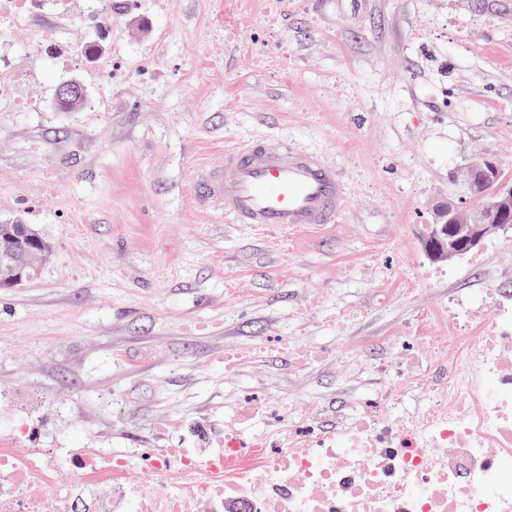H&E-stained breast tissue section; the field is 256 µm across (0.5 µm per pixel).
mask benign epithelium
I'll use <instances>...</instances> for the list:
<instances>
[{"label": "benign epithelium", "instance_id": "1", "mask_svg": "<svg viewBox=\"0 0 512 512\" xmlns=\"http://www.w3.org/2000/svg\"><path fill=\"white\" fill-rule=\"evenodd\" d=\"M461 181L467 189L493 183L490 203L470 207L465 212L449 204L438 208L435 223L429 225L427 241L442 250H452L462 242L474 248L488 237L512 231V180L501 177L495 162L477 161L463 171Z\"/></svg>", "mask_w": 512, "mask_h": 512}]
</instances>
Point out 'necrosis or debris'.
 Segmentation results:
<instances>
[{
  "instance_id": "1",
  "label": "necrosis or debris",
  "mask_w": 512,
  "mask_h": 512,
  "mask_svg": "<svg viewBox=\"0 0 512 512\" xmlns=\"http://www.w3.org/2000/svg\"><path fill=\"white\" fill-rule=\"evenodd\" d=\"M50 13L88 30L112 21V0H0V28L29 27ZM35 51L0 52V101L28 109L22 79L51 57L72 52L56 29L37 32ZM453 359L429 341L443 377H410L424 413L361 406L353 421L327 432L311 420L288 422L272 409L270 429L250 439L228 432L218 448H0V512H512V294L481 293L475 305L448 304ZM79 474L50 497L57 468Z\"/></svg>"
}]
</instances>
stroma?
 <instances>
[{"label": "stroma", "mask_w": 512, "mask_h": 512, "mask_svg": "<svg viewBox=\"0 0 512 512\" xmlns=\"http://www.w3.org/2000/svg\"><path fill=\"white\" fill-rule=\"evenodd\" d=\"M116 0L112 103L42 63L0 102V220L53 244L0 288V444L212 448L255 403L332 430L421 354L452 347L448 298L512 290V232L453 261L423 236L485 157L512 172V0ZM83 82L60 108L57 86ZM287 137L348 186L336 223L284 233L196 206L194 173ZM431 313L421 322L423 313Z\"/></svg>", "instance_id": "35a3bbf8"}]
</instances>
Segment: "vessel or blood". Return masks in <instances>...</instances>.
<instances>
[{
	"instance_id": "obj_1",
	"label": "vessel or blood",
	"mask_w": 512,
	"mask_h": 512,
	"mask_svg": "<svg viewBox=\"0 0 512 512\" xmlns=\"http://www.w3.org/2000/svg\"><path fill=\"white\" fill-rule=\"evenodd\" d=\"M194 182L197 206L279 230L335 223L348 198L335 165L288 138L247 139L198 168Z\"/></svg>"
}]
</instances>
